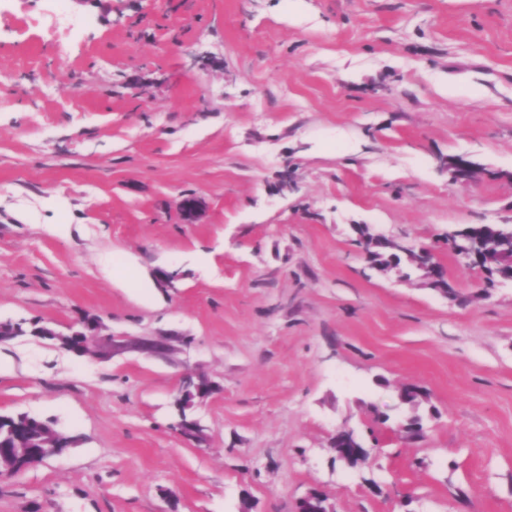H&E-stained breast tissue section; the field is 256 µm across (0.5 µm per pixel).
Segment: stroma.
Here are the masks:
<instances>
[{"label":"stroma","instance_id":"stroma-1","mask_svg":"<svg viewBox=\"0 0 512 512\" xmlns=\"http://www.w3.org/2000/svg\"><path fill=\"white\" fill-rule=\"evenodd\" d=\"M359 224L454 295L370 270ZM472 224H512V0H0V321L102 325L0 343V414L77 439L0 512H512V283L449 249ZM447 164L448 171L456 181H468L477 175V166L480 172L484 170L480 164H476L474 161L463 157H454L448 160L440 159L438 167L444 171L446 170ZM416 252L417 251L413 250V251H410L406 255L409 265L412 268L419 270V271H422V269H424L427 272V275L431 279V281L433 283H436L435 288L437 290H439L440 292H442L445 295L451 294L452 290H453L452 288H454V287L448 280V275H447L446 270L438 267L437 263L434 261V258H433L432 262H430V261H428L426 263L417 262ZM418 263L421 267L418 265ZM444 282H446V284ZM79 325L80 328L77 330L74 329L75 325L70 326L69 330L71 333L67 335L59 334L55 330L51 329V334L53 336H46V339L56 340V342L60 343V340L54 336H68L69 343L62 346L63 349L80 356L92 355L94 353L93 342L97 336H101L99 334V322L96 319L83 317L79 321ZM188 391L190 401L188 402L187 407L190 405L194 398H205L211 392V385L209 381L203 376H189L183 380L179 389V394L175 401L179 420L175 426L182 434L187 436H194L197 432V424L195 421L188 420L186 414H184L180 408L184 394ZM336 432H341L337 441L338 447L332 448L335 453L336 460L343 461L349 455H364L369 452L353 429L344 426L339 428ZM347 438H349V440Z\"/></svg>","mask_w":512,"mask_h":512}]
</instances>
